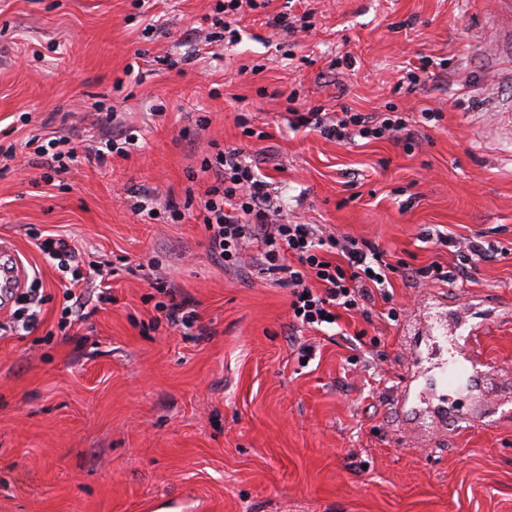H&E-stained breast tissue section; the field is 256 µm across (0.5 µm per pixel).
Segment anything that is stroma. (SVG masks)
I'll return each instance as SVG.
<instances>
[{"label": "stroma", "mask_w": 512, "mask_h": 512, "mask_svg": "<svg viewBox=\"0 0 512 512\" xmlns=\"http://www.w3.org/2000/svg\"><path fill=\"white\" fill-rule=\"evenodd\" d=\"M287 2L245 13L227 47L199 37L216 0H0V144H77L110 111L137 140L60 175L0 162V239L45 298L37 330L0 336V512H512V9L315 0L299 38L273 24ZM424 57L444 70L408 88ZM291 91L299 107L402 113L415 147L291 130ZM218 147L242 149L289 221L388 262L453 270L440 233L510 253L461 283L393 275L370 319L293 328L287 288L211 255L198 171ZM147 197L190 211L144 221ZM33 228L83 242L87 263L127 258L112 303L59 331L61 275ZM152 259L194 304L191 333L160 320ZM461 322L486 327L490 380L445 393L430 332ZM405 382L425 397L397 421Z\"/></svg>", "instance_id": "35a3bbf8"}]
</instances>
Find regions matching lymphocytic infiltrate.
<instances>
[{"instance_id": "lymphocytic-infiltrate-1", "label": "lymphocytic infiltrate", "mask_w": 512, "mask_h": 512, "mask_svg": "<svg viewBox=\"0 0 512 512\" xmlns=\"http://www.w3.org/2000/svg\"><path fill=\"white\" fill-rule=\"evenodd\" d=\"M292 128L318 131L339 142L387 138L412 143L414 134L397 112L326 113L291 108ZM209 185L199 216L212 255L226 268L248 271L290 288L297 326L330 328L342 313L369 317L375 294L389 282L390 263L364 239L327 233L314 224H292L271 196L266 181L243 159L240 149L223 148L203 161ZM39 249L62 273L63 308L59 329L87 320L95 307L110 303L111 264L83 265L78 246L58 234L46 235ZM38 286L16 295L0 334L24 336L39 324Z\"/></svg>"}]
</instances>
